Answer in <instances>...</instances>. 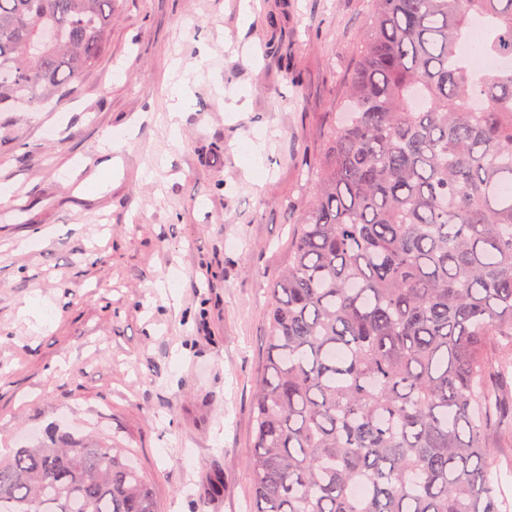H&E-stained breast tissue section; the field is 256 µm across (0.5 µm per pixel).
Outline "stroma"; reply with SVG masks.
<instances>
[{
	"label": "stroma",
	"mask_w": 512,
	"mask_h": 512,
	"mask_svg": "<svg viewBox=\"0 0 512 512\" xmlns=\"http://www.w3.org/2000/svg\"><path fill=\"white\" fill-rule=\"evenodd\" d=\"M370 11L116 0L109 50L72 97L0 112L1 456L49 430L99 433L133 450L158 512H249L266 290Z\"/></svg>",
	"instance_id": "stroma-1"
}]
</instances>
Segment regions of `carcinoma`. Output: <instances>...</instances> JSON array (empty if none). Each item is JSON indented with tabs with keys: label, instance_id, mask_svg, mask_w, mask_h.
Here are the masks:
<instances>
[{
	"label": "carcinoma",
	"instance_id": "cac0c4a2",
	"mask_svg": "<svg viewBox=\"0 0 512 512\" xmlns=\"http://www.w3.org/2000/svg\"><path fill=\"white\" fill-rule=\"evenodd\" d=\"M346 115L268 291L251 512H512V0H373ZM114 0H0V111L73 95ZM485 102L477 112L476 100ZM356 484L365 494L351 493ZM0 512H157L131 450L51 433L0 458ZM490 447L494 449V460L496 466L492 469L493 478L501 480L512 492V446L507 438L494 436L490 440ZM511 462L510 471L506 469V461Z\"/></svg>",
	"mask_w": 512,
	"mask_h": 512
}]
</instances>
